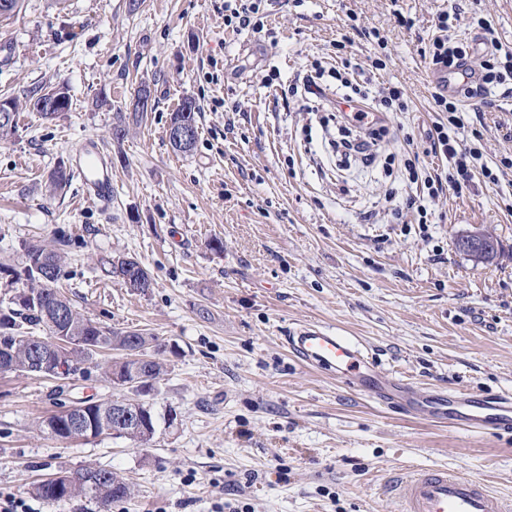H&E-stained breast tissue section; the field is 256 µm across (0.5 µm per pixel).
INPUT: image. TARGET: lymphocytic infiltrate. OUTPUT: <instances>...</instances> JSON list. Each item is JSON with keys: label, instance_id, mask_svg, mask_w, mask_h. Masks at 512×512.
Masks as SVG:
<instances>
[{"label": "lymphocytic infiltrate", "instance_id": "1", "mask_svg": "<svg viewBox=\"0 0 512 512\" xmlns=\"http://www.w3.org/2000/svg\"><path fill=\"white\" fill-rule=\"evenodd\" d=\"M462 10L438 15L427 52L432 68H452L465 58L464 48L455 40L453 33L463 23ZM483 38L488 46L484 55L476 62L477 80L460 86L452 94L434 93V108L442 118L434 122L428 133L430 151L434 156L445 160L447 167L434 174H423V165L412 146L414 139L404 135L401 163L408 174L410 183L422 186L421 195L407 196L404 209L393 212L394 219H401L404 211L416 212L419 223H428V202L438 200L446 193L463 194L470 189L475 179H482L485 185H498L501 176L512 170V156H501L490 162L485 156L483 132L467 123L463 111L464 102L486 103L494 89H501L503 96H512V50L503 48L495 38V28L490 19L479 21ZM352 37L342 36L336 41L335 66H322L297 74L288 84L289 96L306 95L329 84L333 94L327 105L337 119L358 128L361 140L355 144L356 152H364L368 145L377 143L387 134L383 124L370 123L371 115L387 116L391 112H405L409 109L408 97L403 88L392 85L375 88L367 69L381 70L386 63L381 58H373L369 66L353 62L347 54Z\"/></svg>", "mask_w": 512, "mask_h": 512}]
</instances>
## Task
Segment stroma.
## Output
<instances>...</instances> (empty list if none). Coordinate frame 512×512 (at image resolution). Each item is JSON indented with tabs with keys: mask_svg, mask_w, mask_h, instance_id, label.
Returning <instances> with one entry per match:
<instances>
[{
	"mask_svg": "<svg viewBox=\"0 0 512 512\" xmlns=\"http://www.w3.org/2000/svg\"><path fill=\"white\" fill-rule=\"evenodd\" d=\"M462 7L492 19L512 48V0H269L272 35L224 29V0H21L0 21V98L63 86L70 108L51 121L20 108L0 141V262L25 243L65 240L61 288L102 325L145 329L168 372L148 395L158 414L149 445L124 438L61 442L37 421L70 400L123 397L95 365L65 380L0 373V498L33 512H396L385 488L400 473L439 465L512 496V437L469 434L381 410L304 367L282 346L290 327L316 322L357 337L382 370L429 390L512 394V172L499 188L476 182L431 206L429 223H395L415 185L390 155L411 134L421 161L437 121L423 50L439 13ZM377 29L387 47L355 39L359 61L386 52L376 85L411 101L392 115L374 159L340 170L330 147L339 126H320L300 101L274 103L262 79L329 67L347 14ZM412 18L413 27L399 23ZM155 108L123 140L112 137L140 83ZM200 107L187 153L166 136L184 98ZM241 108L232 118L231 108ZM479 119L489 157L512 153L500 125L512 97ZM95 139L112 161L111 206L78 181L50 191L48 177ZM497 236V263L482 265L457 240ZM224 243L211 250L212 239ZM124 252L154 277L141 295L103 276L98 259ZM106 469L137 495L102 508L88 498L48 504L31 486L60 470Z\"/></svg>",
	"mask_w": 512,
	"mask_h": 512,
	"instance_id": "1",
	"label": "stroma"
}]
</instances>
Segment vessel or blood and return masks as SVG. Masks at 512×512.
I'll return each mask as SVG.
<instances>
[{
  "instance_id": "1",
  "label": "vessel or blood",
  "mask_w": 512,
  "mask_h": 512,
  "mask_svg": "<svg viewBox=\"0 0 512 512\" xmlns=\"http://www.w3.org/2000/svg\"><path fill=\"white\" fill-rule=\"evenodd\" d=\"M73 166L84 190L100 203L111 204L112 166L95 141H86L76 151ZM282 343L305 366L335 374L381 408L394 407L395 392L403 391L408 395L407 413L443 419L468 433L512 434L511 395H475L460 389L418 394L416 384L381 371L358 341L314 322L290 329ZM386 492L398 512H512V497L445 467L402 474Z\"/></svg>"
}]
</instances>
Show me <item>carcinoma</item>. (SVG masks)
Instances as JSON below:
<instances>
[{
    "instance_id": "cac0c4a2",
    "label": "carcinoma",
    "mask_w": 512,
    "mask_h": 512,
    "mask_svg": "<svg viewBox=\"0 0 512 512\" xmlns=\"http://www.w3.org/2000/svg\"><path fill=\"white\" fill-rule=\"evenodd\" d=\"M49 90H37L31 93L29 107L44 119H54L59 114L70 108L68 95H63L62 103L54 110L48 112L38 110V104L47 99ZM198 107L191 98L184 99V103L170 114L169 124L190 121L197 123ZM147 115V110L134 108V112L125 115L117 113L115 128L119 130L116 140L123 139L127 134V118L139 123ZM41 263L44 276L39 277L31 270V265ZM65 256L63 249L42 241L29 242L22 248V264L28 286L18 288L16 281L10 279L15 274V269L9 265L0 263V275L6 278L5 287L13 294L10 305L0 307V345L9 347L14 353L15 372L27 373L26 366L30 354L21 344L16 342V337L22 335L21 327H26L31 332H41L42 336L50 341L56 336H83L88 340L99 343V348L104 351L129 350L137 347L144 350L152 348L154 336L143 329L119 330L112 329L96 323L76 310L74 305L58 289V282L64 274ZM101 271L107 277L120 280L128 284L133 279L139 282L137 292L146 294L153 288L154 280L150 271L136 258L126 255L105 256L99 259ZM37 293L42 299V306L36 308L28 301V294ZM62 306L66 310V317L61 321L49 322L53 317L54 309ZM104 493L102 500L111 504L121 502L134 495V487L124 478L112 474V481L103 483Z\"/></svg>"
}]
</instances>
